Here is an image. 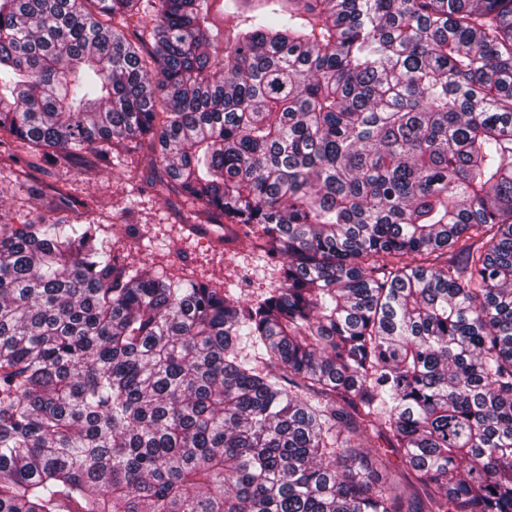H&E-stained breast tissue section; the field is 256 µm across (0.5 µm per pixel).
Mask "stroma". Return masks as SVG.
I'll return each mask as SVG.
<instances>
[{"label":"stroma","instance_id":"35a3bbf8","mask_svg":"<svg viewBox=\"0 0 512 512\" xmlns=\"http://www.w3.org/2000/svg\"><path fill=\"white\" fill-rule=\"evenodd\" d=\"M0 160V224L57 218L95 224L104 245L136 270L231 289L257 302L281 283L257 239L177 192L156 194L148 183V152L130 141L112 146V163L84 154L75 166L26 167V150L10 144Z\"/></svg>","mask_w":512,"mask_h":512}]
</instances>
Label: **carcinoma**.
Instances as JSON below:
<instances>
[{"label":"carcinoma","mask_w":512,"mask_h":512,"mask_svg":"<svg viewBox=\"0 0 512 512\" xmlns=\"http://www.w3.org/2000/svg\"><path fill=\"white\" fill-rule=\"evenodd\" d=\"M135 5L0 0V133L148 141L282 285L1 224L0 512H512V0ZM368 448H364L365 452H368V456L372 457L375 454H387L393 463L392 468L390 469L392 474L395 475L397 482L399 483L400 491L405 495H409L412 493V488L409 484L402 479V475L399 469V459L395 454H392L391 448H388L387 443L382 438H372L367 445Z\"/></svg>","instance_id":"carcinoma-1"}]
</instances>
